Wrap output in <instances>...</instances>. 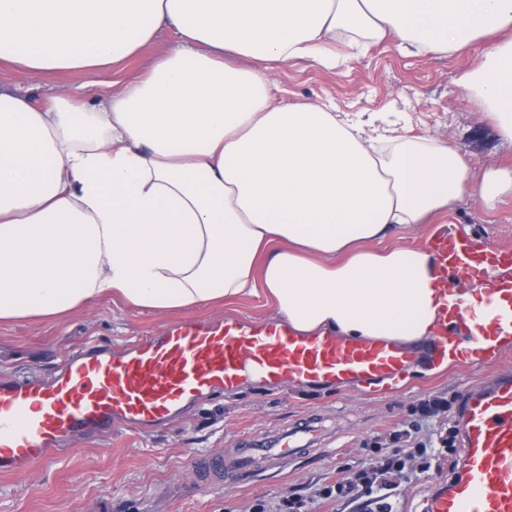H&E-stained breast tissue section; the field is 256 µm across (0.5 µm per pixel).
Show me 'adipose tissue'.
Here are the masks:
<instances>
[{"instance_id": "obj_1", "label": "adipose tissue", "mask_w": 512, "mask_h": 512, "mask_svg": "<svg viewBox=\"0 0 512 512\" xmlns=\"http://www.w3.org/2000/svg\"><path fill=\"white\" fill-rule=\"evenodd\" d=\"M165 31L176 43L115 95L0 83V321L261 292L303 334L433 338L435 257L388 239L467 198L494 210L512 168L274 101L269 73L387 36L446 55L484 38L460 85L512 144V0H0V62L31 75L95 73Z\"/></svg>"}]
</instances>
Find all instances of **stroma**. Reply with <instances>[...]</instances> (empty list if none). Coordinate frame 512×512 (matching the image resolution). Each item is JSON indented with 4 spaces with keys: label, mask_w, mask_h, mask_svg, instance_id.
Masks as SVG:
<instances>
[{
    "label": "stroma",
    "mask_w": 512,
    "mask_h": 512,
    "mask_svg": "<svg viewBox=\"0 0 512 512\" xmlns=\"http://www.w3.org/2000/svg\"><path fill=\"white\" fill-rule=\"evenodd\" d=\"M165 32L140 56L88 76L79 72L32 76L0 68V82L37 99L54 96L60 85L95 83L117 93L137 79L155 55L174 44ZM483 42L452 55H409L383 41L364 56L328 70L304 61L272 77L276 99L334 101L337 111L362 112L388 122L406 118L412 135L450 139L475 172L512 160V145L500 140L480 107L458 81L480 59ZM463 230L488 243H512V198L487 212L471 200L456 202L429 223L394 234L392 243L427 246L441 229ZM193 317L242 316L258 320L275 314L263 295H247L221 307H202ZM187 313L132 308L109 298L90 302L52 321L0 324V379L49 376L63 358L86 344L117 347L153 335ZM491 369L483 362H452L437 369L423 361L399 388L355 391L245 388L208 399L191 414L146 431L119 430L108 439H85L24 476L0 475V512H279L283 497H300L308 512H377L361 491L324 499V487L354 481L375 462L374 448L409 446L413 423L419 438L447 435L465 389L481 385ZM438 407L426 419L416 411ZM316 417L324 432L319 449L287 464L262 463L233 486L203 487L194 457L232 454L241 437L293 426ZM448 460L425 473L411 472L388 487L394 512H421L430 486L447 477Z\"/></svg>",
    "instance_id": "obj_1"
}]
</instances>
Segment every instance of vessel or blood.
<instances>
[{
	"mask_svg": "<svg viewBox=\"0 0 512 512\" xmlns=\"http://www.w3.org/2000/svg\"><path fill=\"white\" fill-rule=\"evenodd\" d=\"M444 301L434 339L413 348L386 339L304 336L282 319L188 318L122 349L93 346L50 382L0 380V475H26L82 436L111 437L190 413L212 396L249 386L371 388L398 383L428 358L498 362L512 346V246L444 230L429 242ZM492 278L483 318L468 319L455 285ZM460 453L422 499L423 512H512V369L466 391ZM308 424L239 439L235 459L195 457L199 485H231L252 462L284 463L314 441Z\"/></svg>",
	"mask_w": 512,
	"mask_h": 512,
	"instance_id": "vessel-or-blood-1",
	"label": "vessel or blood"
}]
</instances>
